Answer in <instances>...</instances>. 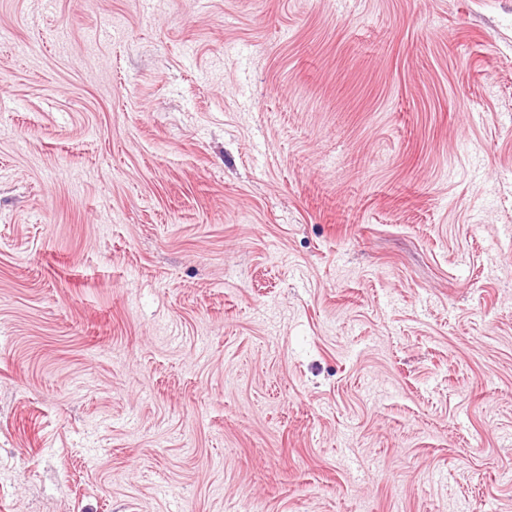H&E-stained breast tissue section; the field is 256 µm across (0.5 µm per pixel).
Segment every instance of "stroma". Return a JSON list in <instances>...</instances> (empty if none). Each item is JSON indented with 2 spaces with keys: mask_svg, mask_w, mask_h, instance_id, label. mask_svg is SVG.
I'll return each instance as SVG.
<instances>
[{
  "mask_svg": "<svg viewBox=\"0 0 512 512\" xmlns=\"http://www.w3.org/2000/svg\"><path fill=\"white\" fill-rule=\"evenodd\" d=\"M0 512H512V0H0Z\"/></svg>",
  "mask_w": 512,
  "mask_h": 512,
  "instance_id": "stroma-1",
  "label": "stroma"
}]
</instances>
